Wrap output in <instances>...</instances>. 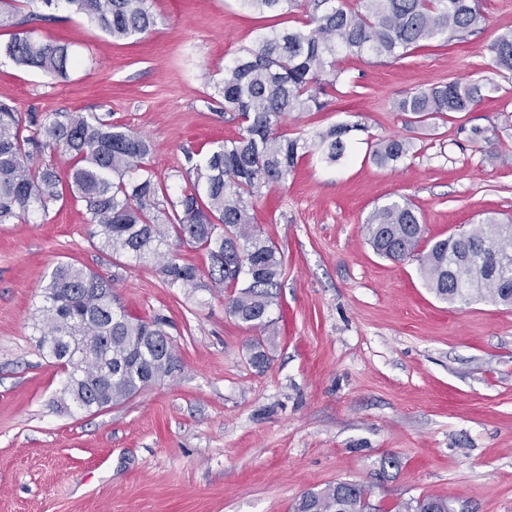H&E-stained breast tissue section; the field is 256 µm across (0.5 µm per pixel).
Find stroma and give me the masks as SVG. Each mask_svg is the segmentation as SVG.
I'll use <instances>...</instances> for the list:
<instances>
[{"label":"stroma","mask_w":512,"mask_h":512,"mask_svg":"<svg viewBox=\"0 0 512 512\" xmlns=\"http://www.w3.org/2000/svg\"><path fill=\"white\" fill-rule=\"evenodd\" d=\"M481 6L484 25L447 46L340 59L345 80L323 109L283 121L308 138L356 115L366 129L345 160L305 158L253 200L283 261L265 371L249 363L256 330L223 298L168 287L155 264L93 245L83 203L0 224V512H293L339 481L369 486L383 512L423 495L450 498L455 512H512V307L438 299L417 262L376 255L364 232L375 207L403 197L427 244L487 212L512 216V78L490 65L493 42L512 31V0ZM20 8L26 30L68 44L75 64L60 79L1 54L0 100L25 118L85 112L142 134L174 193L212 142L242 130L216 99L225 66L304 18L241 0H153L155 27L115 40L62 9L45 20L40 0ZM448 79L499 90L422 123L397 110ZM391 136L411 154L375 165L369 142ZM60 262L115 279L130 314L168 317L179 373L101 411L61 406L66 374L34 327ZM389 456L397 466L382 469Z\"/></svg>","instance_id":"1"}]
</instances>
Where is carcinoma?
Instances as JSON below:
<instances>
[{"instance_id": "cac0c4a2", "label": "carcinoma", "mask_w": 512, "mask_h": 512, "mask_svg": "<svg viewBox=\"0 0 512 512\" xmlns=\"http://www.w3.org/2000/svg\"><path fill=\"white\" fill-rule=\"evenodd\" d=\"M17 0H0V30L15 28L0 53L19 65L64 77L73 64L68 45L36 41L19 30ZM261 13L305 10L301 28L257 37L218 86L224 111L235 114L243 132L217 141L195 179L176 197L155 179L147 164L152 146L121 124L82 112H60L23 135L22 118L12 102L0 100V224L21 220L33 209L47 211L64 192L84 203L91 236L114 254L136 263L155 262L171 287L203 288L224 297L226 312L255 329L269 327L277 305L282 260L276 245L253 222L250 200L263 188L286 182L307 156L334 165L346 157L347 140L366 126L334 124L312 138L289 136L282 120L294 113L320 111L326 90L336 88L344 71L337 57L401 59L433 42L460 39L484 23L480 0H242ZM64 7L114 39L141 35L156 25L149 0H41ZM494 68L512 75V33L492 47ZM498 85L450 80L400 99L397 109L425 121L469 112ZM412 143L393 137L370 146L379 166L409 156ZM47 151L71 156L61 179L38 163ZM376 254L395 262L415 260L427 288L443 300H488L512 306V220L487 218L478 228L439 239L420 249L423 228L412 203L393 200L375 208L365 224ZM190 244L206 252L202 273L180 262L173 246ZM46 305L35 329L40 347L70 367L65 391L82 409L119 405L178 369L167 320L146 321L125 313L112 280L70 262L59 263L44 287ZM269 339H255L250 361L259 371L270 360ZM294 512H377L367 486L343 481L306 493ZM397 512H455L452 501L421 496Z\"/></svg>"}]
</instances>
